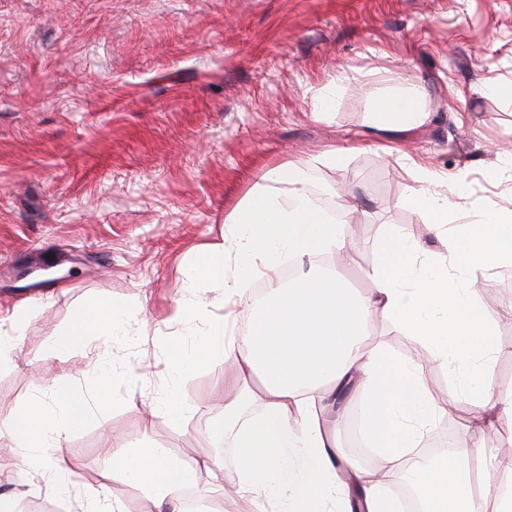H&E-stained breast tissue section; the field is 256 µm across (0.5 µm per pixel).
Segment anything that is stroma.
<instances>
[{
	"instance_id": "obj_1",
	"label": "stroma",
	"mask_w": 512,
	"mask_h": 512,
	"mask_svg": "<svg viewBox=\"0 0 512 512\" xmlns=\"http://www.w3.org/2000/svg\"><path fill=\"white\" fill-rule=\"evenodd\" d=\"M507 80L512 0H0V329L11 330L16 309L28 316L0 363V421L38 391L92 399V364L118 380L116 402L69 436L67 493L48 496L5 452L0 499L35 496L73 512L113 449L130 445L179 458L207 451L233 470L232 435L213 433L224 420L223 362L184 380L180 397L194 414L144 426L165 394L168 347L207 330L171 320L191 296L196 254L221 242L225 217L268 168L288 164L359 225L344 275L360 293L374 287L389 232L445 252L409 206L413 181L398 158L466 175L454 223L477 222L490 201L512 208V170L485 178L512 154V106L487 92ZM330 84L334 108L315 115ZM413 85L428 101L425 124L376 130L372 97ZM334 147L350 151L344 168L320 161ZM485 289L497 390L512 400V277ZM94 302L127 307L144 331L51 357ZM455 376L442 362L424 367L431 393L453 404L422 442L436 460L469 417Z\"/></svg>"
}]
</instances>
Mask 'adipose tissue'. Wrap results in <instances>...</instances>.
Listing matches in <instances>:
<instances>
[{
    "label": "adipose tissue",
    "mask_w": 512,
    "mask_h": 512,
    "mask_svg": "<svg viewBox=\"0 0 512 512\" xmlns=\"http://www.w3.org/2000/svg\"><path fill=\"white\" fill-rule=\"evenodd\" d=\"M374 125L410 130L424 123L428 104L415 89L374 98ZM401 169L416 187L409 205L422 212L436 235L450 243L444 254L426 253L408 236L389 234L378 249L370 277L375 287L362 295L328 269L346 248L345 225L315 205L302 170L269 169L229 215L222 243L208 246L195 263L194 283L221 292L218 303L183 302L178 322L207 319L203 337L168 353L166 394L153 413L181 419L194 406L180 399L182 382L197 368L216 360L238 369L235 391L224 402V422L233 426L237 464L226 478L251 512H402L389 494V479L408 471L420 490L424 512H512V461L485 468L472 479V462L483 448L461 442L456 453L433 464L412 463L430 426L447 415V401L436 399L422 381L423 366L398 358L382 347L365 349L368 322L378 314L422 341L435 360L452 361L462 373L458 394L471 406L470 428L482 434L512 424V404L503 405L494 377V327L482 314L475 290L478 278L512 269V209L487 203L476 225L448 222L450 196L461 195L464 177L434 174L413 158ZM318 260L313 272L283 280L284 259ZM266 280L271 289L254 303L250 281ZM247 307V333H235L214 306ZM132 316L105 304L87 309L77 329L56 341L61 354L94 336L103 340L129 334ZM92 378L96 405L55 394L52 405L33 397L17 418L0 424V441L19 450L31 472L48 476L52 493L62 492L71 461L62 448L72 430L104 410L113 378L96 367ZM364 398L363 427L381 454L382 474H369L354 459L337 461L328 424L347 420L346 392ZM265 395L261 415L239 421L241 401ZM217 459H179L164 448H121L101 480L79 501L80 512H128L125 489H137L144 512H188L183 492L196 487L200 472L215 474Z\"/></svg>",
    "instance_id": "obj_1"
}]
</instances>
